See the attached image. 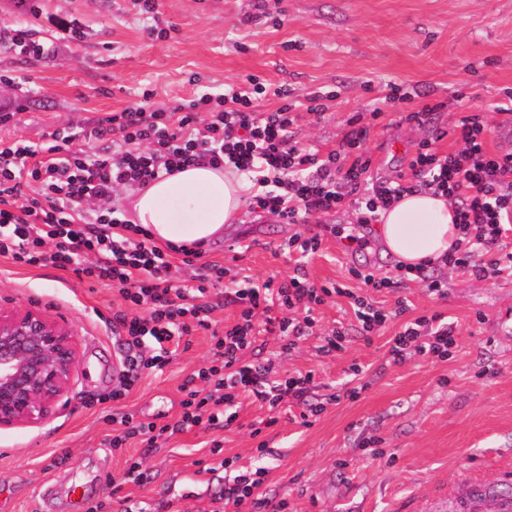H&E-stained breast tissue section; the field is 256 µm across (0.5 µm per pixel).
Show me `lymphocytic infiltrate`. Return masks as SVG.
<instances>
[{
	"label": "lymphocytic infiltrate",
	"mask_w": 512,
	"mask_h": 512,
	"mask_svg": "<svg viewBox=\"0 0 512 512\" xmlns=\"http://www.w3.org/2000/svg\"><path fill=\"white\" fill-rule=\"evenodd\" d=\"M264 91L258 82L249 91L228 88L204 116L195 102L163 108L145 99L76 125L72 136H52L37 149L19 141L0 145V256L108 283L121 297L123 308L114 319L124 369L112 400L124 399L145 370L167 365L172 344L182 337L212 331L218 308L237 307L236 320L214 333L211 361L182 385L183 410L171 428L176 432L202 424L223 427L225 406L243 395L272 410L286 400L305 402L312 373L274 379L269 366L245 355L263 331L295 345L313 327L316 306L333 291L316 287L299 271L282 280L225 287L224 265L201 262L200 251L184 245L159 247L146 229L107 216L118 191L205 163L248 175L256 190L251 208L288 223H305L351 197L369 224L403 193L429 189L456 203L461 238L448 253V267L483 279L512 274V250L503 245L512 228V153L487 151L488 128L478 116L460 118L461 149L442 156L420 143L409 177L391 183L368 177L367 127L350 129L339 149L324 155L300 149L291 143V105L254 111L252 97ZM102 136L112 139L102 154L69 147L72 138ZM190 265L196 272L189 286L183 270ZM455 343L453 324L421 316L393 336L391 353L398 361L409 351L444 358Z\"/></svg>",
	"instance_id": "lymphocytic-infiltrate-1"
}]
</instances>
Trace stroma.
<instances>
[{
	"mask_svg": "<svg viewBox=\"0 0 512 512\" xmlns=\"http://www.w3.org/2000/svg\"><path fill=\"white\" fill-rule=\"evenodd\" d=\"M159 17L142 15L133 0H38L36 11L0 0V28L21 27L51 44L25 55L0 46V141L40 147L52 133L139 103L157 106L223 93L256 77L267 91L255 111L296 104L291 128L298 147L337 149L359 117L368 126L364 149L372 178L398 181L418 143L433 140L440 155L460 149L453 127L480 115L498 128L512 120V0H158ZM80 29L70 39L65 25ZM165 36L151 34V26ZM398 85L408 110L451 101L425 125L400 114L372 118ZM329 96L322 116L309 114L315 95ZM353 201L308 223L289 224L244 208L205 252L226 262L239 247L238 268L259 280L284 278L303 267L316 285L340 284L383 310L405 300L403 316L371 336L358 330L347 298L331 296L314 311L315 325L295 346L258 337L247 360L271 364L281 377L313 375L312 403L320 415L302 418V405L269 410L251 398L236 405L229 428H194L162 436L155 447L130 439L112 449L114 417L163 426L176 421L185 380L211 357V337L198 332L180 344L163 370L145 371L124 399L108 398L118 383L122 351L113 320L115 290L50 267H17L0 257V306L35 307L76 334L80 367L59 405L35 426L0 430V512H234L224 501L222 461L263 469L257 512H457L455 490L468 479L495 482L512 469V334L496 316L512 302V276L479 279L431 267L419 277L401 270L376 225H363ZM318 237L308 258L288 252L295 236ZM367 236L359 248L349 236ZM365 269L399 282L395 291L366 288L352 277ZM443 281L431 293L425 277ZM454 322L457 343L447 360L419 354L393 362L389 341L419 316ZM345 333L343 348L325 339ZM360 366L353 375L352 366ZM360 387L357 399L346 397ZM274 426H267L269 417ZM222 451L211 454V441ZM140 475L128 471L131 460Z\"/></svg>",
	"mask_w": 512,
	"mask_h": 512,
	"instance_id": "1",
	"label": "stroma"
}]
</instances>
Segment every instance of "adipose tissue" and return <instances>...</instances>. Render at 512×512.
<instances>
[{
    "mask_svg": "<svg viewBox=\"0 0 512 512\" xmlns=\"http://www.w3.org/2000/svg\"><path fill=\"white\" fill-rule=\"evenodd\" d=\"M243 190L224 169L187 166L140 191L133 201L135 221L148 227L155 240L205 246L237 220ZM378 233L386 250L407 268L441 264L460 237L453 203L430 190L403 194L383 210Z\"/></svg>",
    "mask_w": 512,
    "mask_h": 512,
    "instance_id": "ef3b65f1",
    "label": "adipose tissue"
}]
</instances>
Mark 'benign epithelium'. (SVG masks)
<instances>
[{
    "mask_svg": "<svg viewBox=\"0 0 512 512\" xmlns=\"http://www.w3.org/2000/svg\"><path fill=\"white\" fill-rule=\"evenodd\" d=\"M72 330L31 307L0 308V428L41 423L78 368Z\"/></svg>",
    "mask_w": 512,
    "mask_h": 512,
    "instance_id": "obj_1",
    "label": "benign epithelium"
}]
</instances>
